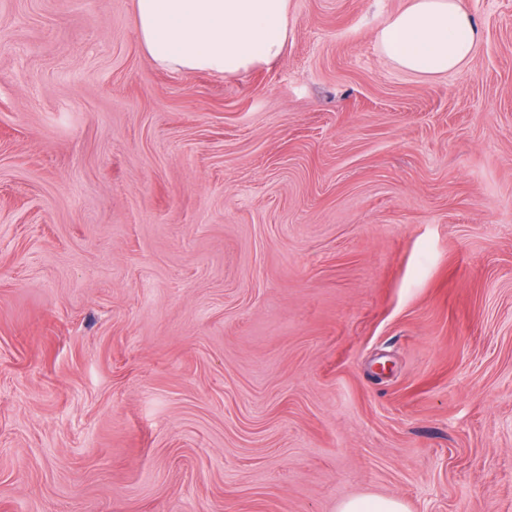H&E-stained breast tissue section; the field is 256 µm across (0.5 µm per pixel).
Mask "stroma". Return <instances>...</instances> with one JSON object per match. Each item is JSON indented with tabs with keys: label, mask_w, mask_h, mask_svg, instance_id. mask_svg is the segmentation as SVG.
I'll return each instance as SVG.
<instances>
[{
	"label": "stroma",
	"mask_w": 512,
	"mask_h": 512,
	"mask_svg": "<svg viewBox=\"0 0 512 512\" xmlns=\"http://www.w3.org/2000/svg\"><path fill=\"white\" fill-rule=\"evenodd\" d=\"M133 0H0V512H512V0H288L224 78ZM376 39L398 68L435 76L460 71L469 63L480 29L461 0H405ZM339 512H406L404 504L395 498H354L344 501Z\"/></svg>",
	"instance_id": "35a3bbf8"
}]
</instances>
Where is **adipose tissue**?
Here are the masks:
<instances>
[{
    "instance_id": "obj_1",
    "label": "adipose tissue",
    "mask_w": 512,
    "mask_h": 512,
    "mask_svg": "<svg viewBox=\"0 0 512 512\" xmlns=\"http://www.w3.org/2000/svg\"><path fill=\"white\" fill-rule=\"evenodd\" d=\"M133 21L150 59L174 72L235 75L288 43V0H133ZM376 39L398 68L435 76L469 63L480 29L461 0H405Z\"/></svg>"
}]
</instances>
